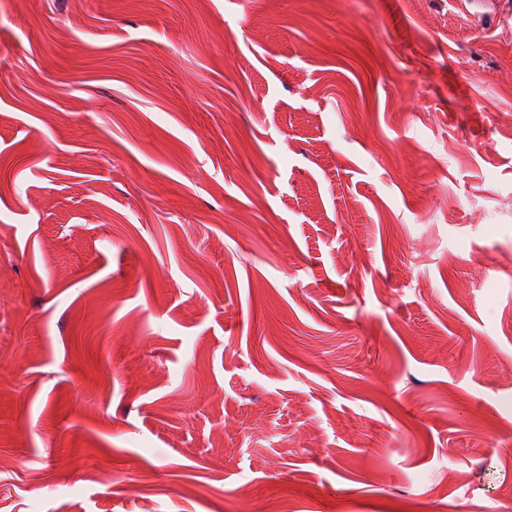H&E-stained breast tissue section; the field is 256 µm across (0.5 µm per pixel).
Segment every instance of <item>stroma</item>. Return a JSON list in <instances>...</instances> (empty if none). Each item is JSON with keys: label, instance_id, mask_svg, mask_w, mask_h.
Wrapping results in <instances>:
<instances>
[{"label": "stroma", "instance_id": "stroma-1", "mask_svg": "<svg viewBox=\"0 0 512 512\" xmlns=\"http://www.w3.org/2000/svg\"><path fill=\"white\" fill-rule=\"evenodd\" d=\"M0 275V512H501L512 11L0 0Z\"/></svg>", "mask_w": 512, "mask_h": 512}]
</instances>
